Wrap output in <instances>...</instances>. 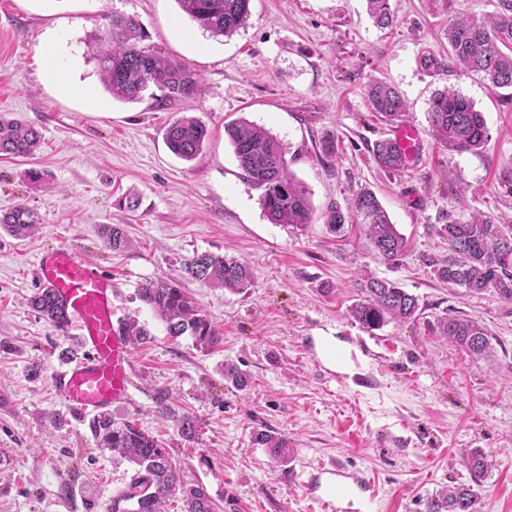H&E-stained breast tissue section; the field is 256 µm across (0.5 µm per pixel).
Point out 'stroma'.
Returning <instances> with one entry per match:
<instances>
[{"mask_svg":"<svg viewBox=\"0 0 512 512\" xmlns=\"http://www.w3.org/2000/svg\"><path fill=\"white\" fill-rule=\"evenodd\" d=\"M389 4L395 23L382 29L366 0H251L246 27L215 39L176 0H0V116L41 135L32 156L0 159V210L23 204L39 221L30 238L0 235V453L14 458L0 466V512H110L133 473L99 447L89 417L52 390L80 351L74 330L58 331L30 304L40 290L36 257L56 244L110 275L116 319L138 320L150 333L132 351L131 397L110 416L162 441L216 504L229 497L238 512H314L306 473L348 463L376 480L381 512H426L435 492L472 484L465 461L478 448L489 463L472 484L481 512H512V302L491 290L466 295L430 268L448 256L439 234L448 219L477 211L512 225V91L492 90L474 72L433 79L416 63L426 49L447 54L448 24L491 14L496 0ZM115 14L137 16L151 44L198 73L201 95L166 109L147 96L112 99L91 45ZM54 42L60 67L76 73L75 93L58 94L48 79ZM376 79L398 89L405 121L424 140L421 156L397 174L372 156L391 135L369 109L366 87ZM447 86L482 112L489 139L481 152L458 154L434 139L427 109ZM186 114L209 131L191 161L165 143L169 122ZM241 117L287 145L289 168L310 193L312 224L266 218L224 135ZM324 139L335 141V156L322 157ZM32 167L45 170V186L23 178ZM364 189L407 240L398 265L376 257L359 228L342 237L324 222L329 203L346 205ZM127 192L138 196L137 209L118 208ZM104 224L120 225L128 248L107 249ZM205 252L253 270L243 294L185 282L222 336L207 353L189 337L170 338L138 296ZM366 273L417 296L420 322L371 333L355 323L349 309ZM447 314L480 321L491 356L471 359L442 340L435 327ZM228 362L249 374L247 389L225 381ZM163 398L196 417L194 440L160 417ZM257 431L286 439L288 461H272L253 441Z\"/></svg>","mask_w":512,"mask_h":512,"instance_id":"obj_1","label":"stroma"}]
</instances>
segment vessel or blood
<instances>
[{"instance_id": "obj_1", "label": "vessel or blood", "mask_w": 512, "mask_h": 512, "mask_svg": "<svg viewBox=\"0 0 512 512\" xmlns=\"http://www.w3.org/2000/svg\"><path fill=\"white\" fill-rule=\"evenodd\" d=\"M393 138L407 160L422 150L420 131L403 123ZM40 286L64 306L78 331L82 353L55 378L62 403L82 415H96L130 397L132 354L128 340L113 318L112 278L83 254L66 245H53L36 259ZM305 485L320 512H375L378 492L360 468L348 464L319 465Z\"/></svg>"}]
</instances>
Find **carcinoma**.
Returning <instances> with one entry per match:
<instances>
[{"instance_id":"obj_1","label":"carcinoma","mask_w":512,"mask_h":512,"mask_svg":"<svg viewBox=\"0 0 512 512\" xmlns=\"http://www.w3.org/2000/svg\"><path fill=\"white\" fill-rule=\"evenodd\" d=\"M251 0H176L179 9L196 26L213 38L230 37L244 28L250 16ZM368 10L380 26H388L393 17L389 0H366ZM448 57L424 53L419 57L421 70L432 78L449 72H477L490 87L512 89V0H497L496 12L487 18L458 17L448 25ZM148 35L134 15H114L105 39H93V51L99 74L113 99L132 103L142 100L151 87L157 88L156 103L170 106L194 98L201 91L199 77L179 61L146 44ZM371 111L382 121L395 125L408 106L392 86L373 80L367 86ZM428 123L435 139L450 151L477 153L488 141L485 119L473 101L459 91L444 87L430 101ZM224 134L233 147L246 179L261 190L260 204L273 224L304 226L312 223L314 208L308 191L289 169L288 151L270 131L245 118L224 126ZM208 136L206 126L192 116H181L167 128L168 149L176 156L194 159ZM40 133L34 127L0 118V156L27 157L34 153ZM377 166L397 174L406 166L405 156L396 143L387 138L372 150ZM325 224L339 233L346 224H362L375 255L388 265L400 262L406 240L376 196L362 190L341 207L331 203L325 212ZM38 218L23 204L0 212V232L17 239L33 235ZM440 235L448 241V258L432 261L435 278L470 294L494 290L503 300L512 301V227L493 223L474 212L470 220H450L441 225ZM105 246L114 251L127 245L117 225H104ZM253 273L243 260L212 253L186 259L180 276L169 281L150 282L140 289L139 298L166 325L169 336H189L193 345L208 351L218 344L220 334L209 315L182 287V281L200 283L207 288H222L230 294H243L252 283ZM31 305L45 320L63 330L67 326L61 302L42 290ZM351 318L368 332L390 321L413 322L419 317L418 298L399 283L369 277L359 286V299L350 308ZM131 344L147 340L149 332L138 322L124 323ZM439 335L457 345L471 357L489 356L491 341L486 328L477 320L448 315L438 321ZM224 380L244 389L249 376L233 363L224 364ZM159 413L173 418L181 435L196 436V420L188 413L178 415L160 400ZM90 429L103 448L120 454L134 465V474L126 488L112 498L111 512H165L167 501L180 495L183 512H214L215 504L200 483L181 479L167 449L154 436L133 421L118 422L107 414L90 421ZM254 441L268 449L270 456L285 462L290 455L287 440L267 432L254 433ZM472 481L479 482L488 471L486 455L479 449L470 453L466 463ZM427 512H478L477 499L466 484L446 488L432 496Z\"/></svg>"}]
</instances>
